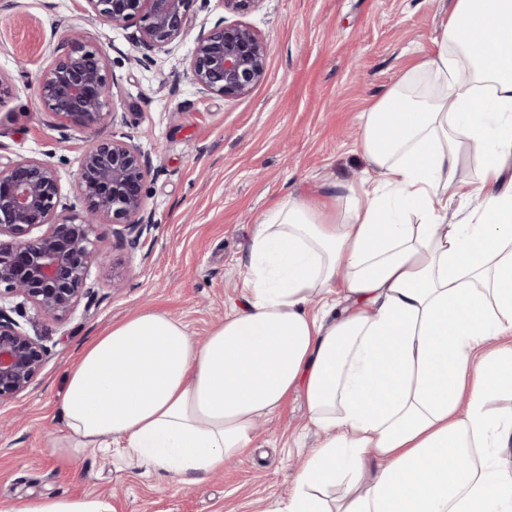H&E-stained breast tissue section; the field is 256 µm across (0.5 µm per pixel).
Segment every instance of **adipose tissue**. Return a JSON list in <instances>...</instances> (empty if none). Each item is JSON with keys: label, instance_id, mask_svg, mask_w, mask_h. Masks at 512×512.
<instances>
[{"label": "adipose tissue", "instance_id": "1", "mask_svg": "<svg viewBox=\"0 0 512 512\" xmlns=\"http://www.w3.org/2000/svg\"><path fill=\"white\" fill-rule=\"evenodd\" d=\"M360 130L376 179L263 212L248 298L204 341L146 311L82 349L53 454L217 472L299 390L322 441L280 512H512V415L487 407L512 396V0H453L437 53L361 113ZM462 138L482 157L467 183ZM458 199L467 211L448 223ZM466 448L479 464L450 468ZM9 512L112 505L34 497Z\"/></svg>", "mask_w": 512, "mask_h": 512}]
</instances>
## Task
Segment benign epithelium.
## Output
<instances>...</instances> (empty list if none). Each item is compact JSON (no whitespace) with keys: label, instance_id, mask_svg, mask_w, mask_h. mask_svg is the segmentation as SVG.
Segmentation results:
<instances>
[{"label":"benign epithelium","instance_id":"7a95c632","mask_svg":"<svg viewBox=\"0 0 512 512\" xmlns=\"http://www.w3.org/2000/svg\"><path fill=\"white\" fill-rule=\"evenodd\" d=\"M88 17L115 28L137 25L135 43L162 48L186 36L194 0H82ZM265 45L250 26L219 22L200 33L186 71L203 94L241 97L265 75ZM40 110L66 127L93 129L113 123L109 57L80 26L72 24L38 74ZM150 162L125 137L91 144L81 155L75 190L86 204L81 214L62 201L56 169L36 157L0 162V401L25 391L39 374L48 348L10 313L30 303L38 316L62 322L81 302L91 303L97 263L91 234L105 217L116 234L136 243L151 225L144 214ZM48 230L30 237L42 226Z\"/></svg>","mask_w":512,"mask_h":512}]
</instances>
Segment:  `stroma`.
<instances>
[{"label": "stroma", "instance_id": "stroma-1", "mask_svg": "<svg viewBox=\"0 0 512 512\" xmlns=\"http://www.w3.org/2000/svg\"><path fill=\"white\" fill-rule=\"evenodd\" d=\"M452 0H261L244 20L264 39L265 77L250 94L198 92L185 70L194 34L233 22L222 0H195L193 34L161 49L135 44V27L80 17L78 0H0V72L13 93L0 101V157L51 162L61 192L83 212L74 175L84 150L131 136L152 164L137 248L110 223L92 238L124 286L97 281L90 306L65 323L40 321L49 348L33 384L0 402V507L36 495L104 496L114 512H276L321 435L302 394L264 418L251 448L223 471L185 481L121 467L93 453L62 465L47 436L61 433L64 378L80 350L128 316L155 310L202 340L245 302L248 247L270 205L311 195L335 179L359 183L368 165L359 116L408 68L432 55ZM81 22L109 55L117 125L59 127L39 111V68L64 26ZM27 58L18 71L17 58Z\"/></svg>", "mask_w": 512, "mask_h": 512}]
</instances>
